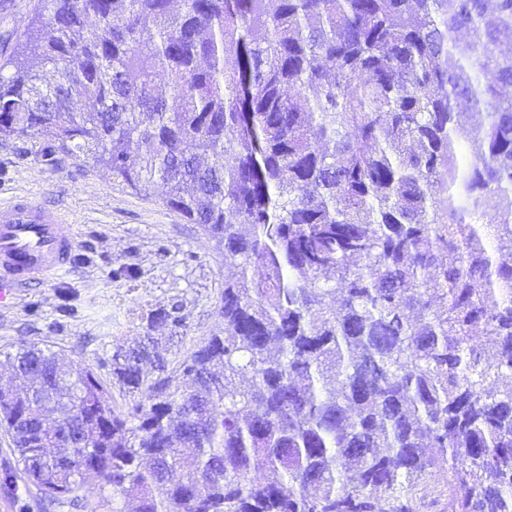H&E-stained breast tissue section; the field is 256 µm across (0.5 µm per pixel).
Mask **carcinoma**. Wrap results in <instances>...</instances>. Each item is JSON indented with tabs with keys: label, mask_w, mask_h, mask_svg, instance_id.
<instances>
[{
	"label": "carcinoma",
	"mask_w": 512,
	"mask_h": 512,
	"mask_svg": "<svg viewBox=\"0 0 512 512\" xmlns=\"http://www.w3.org/2000/svg\"><path fill=\"white\" fill-rule=\"evenodd\" d=\"M47 4L0 64V136L163 186L234 272L177 369L147 382L151 336L112 354L128 414L91 368L0 350L24 482L136 512H512V0Z\"/></svg>",
	"instance_id": "1"
}]
</instances>
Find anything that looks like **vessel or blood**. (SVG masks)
<instances>
[{
    "label": "vessel or blood",
    "mask_w": 512,
    "mask_h": 512,
    "mask_svg": "<svg viewBox=\"0 0 512 512\" xmlns=\"http://www.w3.org/2000/svg\"><path fill=\"white\" fill-rule=\"evenodd\" d=\"M74 248L73 226L61 210L24 195L0 202V301L13 287L54 279Z\"/></svg>",
    "instance_id": "b4317fda"
}]
</instances>
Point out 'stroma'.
I'll return each instance as SVG.
<instances>
[{
  "mask_svg": "<svg viewBox=\"0 0 512 512\" xmlns=\"http://www.w3.org/2000/svg\"><path fill=\"white\" fill-rule=\"evenodd\" d=\"M45 0H8L0 9V62L24 40L32 21L47 17ZM50 135L0 138V201L27 193L65 211L77 248L59 279L17 289L0 307V349L48 344L64 361L87 365L111 381V356L145 330L158 336L171 367L222 325L217 307L230 260L164 202L162 190L136 194L92 160L58 151ZM175 309L176 322L149 325L151 314ZM0 431V504L8 512H129L130 499L111 498L97 483L74 493L82 510L38 505L13 484L15 459Z\"/></svg>",
  "mask_w": 512,
  "mask_h": 512,
  "instance_id": "35a3bbf8",
  "label": "stroma"
}]
</instances>
